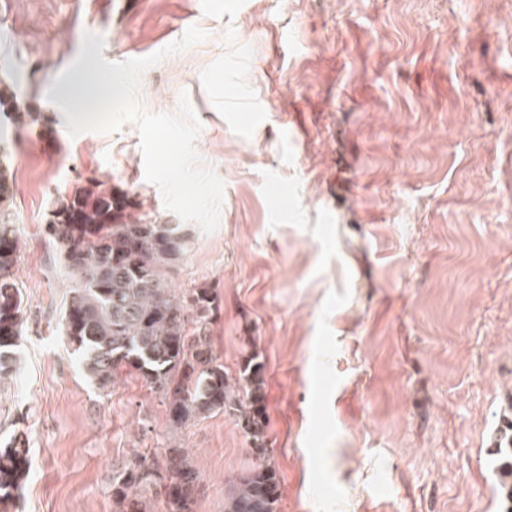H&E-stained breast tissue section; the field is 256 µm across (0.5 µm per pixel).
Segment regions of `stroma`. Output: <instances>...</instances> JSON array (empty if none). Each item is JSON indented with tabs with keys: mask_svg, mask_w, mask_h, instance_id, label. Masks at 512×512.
Returning a JSON list of instances; mask_svg holds the SVG:
<instances>
[{
	"mask_svg": "<svg viewBox=\"0 0 512 512\" xmlns=\"http://www.w3.org/2000/svg\"><path fill=\"white\" fill-rule=\"evenodd\" d=\"M0 0V112L23 242L18 370L0 444L26 436L20 512H114L113 466L186 449L195 512H224L253 463L231 415L172 428L121 372L99 395L62 335L71 283L44 227L95 178L165 213L136 125L70 137L86 101L50 94L101 60L204 40L143 72L135 98L179 114L225 183L213 232L172 274L219 297L229 375L265 363L277 512H500L488 446L512 395V0Z\"/></svg>",
	"mask_w": 512,
	"mask_h": 512,
	"instance_id": "obj_1",
	"label": "stroma"
}]
</instances>
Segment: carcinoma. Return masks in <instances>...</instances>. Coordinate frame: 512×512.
<instances>
[{"instance_id":"carcinoma-1","label":"carcinoma","mask_w":512,"mask_h":512,"mask_svg":"<svg viewBox=\"0 0 512 512\" xmlns=\"http://www.w3.org/2000/svg\"><path fill=\"white\" fill-rule=\"evenodd\" d=\"M15 184L10 153L0 145V381L16 369L23 336L24 296L14 278L19 254L12 212ZM126 191L89 182L66 193L50 210L47 233L72 283L64 332L98 390L112 391L122 367L145 379L167 403L171 422L223 411L249 438L254 462L224 502V512H277L280 479L267 440L265 365L259 352L244 356L230 379L214 354L210 326L218 295L197 288L179 295L171 274L190 250L184 225L138 213ZM499 503L512 512V447L497 449ZM30 469L22 438L0 447V506L21 495ZM197 472L188 452L170 448L152 462L135 454L112 468L116 512H146L144 493L157 491L166 512H194Z\"/></svg>"}]
</instances>
